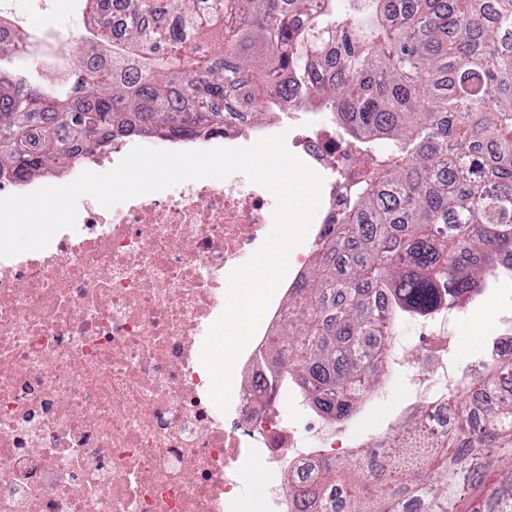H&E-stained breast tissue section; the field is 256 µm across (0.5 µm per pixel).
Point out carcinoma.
<instances>
[{"label": "carcinoma", "instance_id": "obj_1", "mask_svg": "<svg viewBox=\"0 0 512 512\" xmlns=\"http://www.w3.org/2000/svg\"><path fill=\"white\" fill-rule=\"evenodd\" d=\"M79 2L87 24L67 51L28 31L22 48L0 43V177L76 158L70 139L219 132L243 85L257 122L271 100L315 101L354 143L336 234L273 336L271 391L294 384L349 419L397 321L474 299L512 255V0H122L117 36L99 0ZM509 379L512 357L453 396L460 423L442 440H417L412 419L394 457L325 459L312 483L288 484L296 507L404 512L419 495L425 512H512V399L483 400Z\"/></svg>", "mask_w": 512, "mask_h": 512}]
</instances>
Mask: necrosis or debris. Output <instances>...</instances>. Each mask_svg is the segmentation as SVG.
Listing matches in <instances>:
<instances>
[{
	"label": "necrosis or debris",
	"mask_w": 512,
	"mask_h": 512,
	"mask_svg": "<svg viewBox=\"0 0 512 512\" xmlns=\"http://www.w3.org/2000/svg\"><path fill=\"white\" fill-rule=\"evenodd\" d=\"M234 117L208 137H173L164 149L243 148L285 135L326 175L318 228L296 261L308 266L329 241L337 187L354 147L332 120L275 112L265 127L229 100ZM108 150L38 179L0 181V197L64 185L87 168L116 165L133 147ZM270 190L235 173L185 181L105 209L80 198L76 226L49 246L0 259V512H225L246 460L293 476L335 457L337 425L291 421L292 393L265 396L267 345L288 314H269L234 365L227 410L210 398L204 338L221 316L228 278L267 237ZM442 317L418 321L416 404L427 431L447 429L449 394L512 350V333L491 338L465 371L448 368Z\"/></svg>",
	"instance_id": "4bbe7bcc"
}]
</instances>
